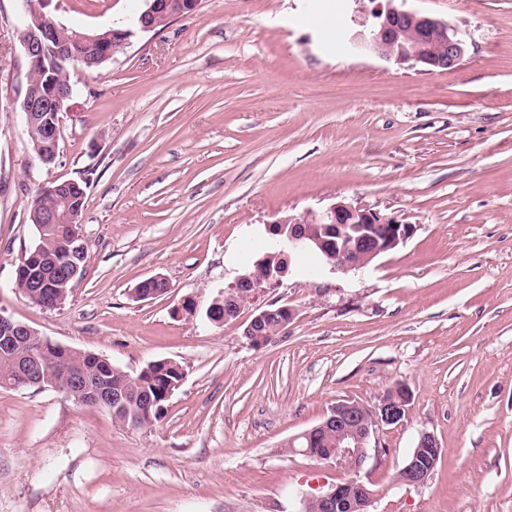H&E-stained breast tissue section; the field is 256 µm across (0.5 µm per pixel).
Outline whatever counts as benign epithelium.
Returning <instances> with one entry per match:
<instances>
[{
  "label": "benign epithelium",
  "mask_w": 512,
  "mask_h": 512,
  "mask_svg": "<svg viewBox=\"0 0 512 512\" xmlns=\"http://www.w3.org/2000/svg\"><path fill=\"white\" fill-rule=\"evenodd\" d=\"M23 8L21 45L27 65L25 91L11 100L12 108L21 113L27 129H41L36 142L38 159L45 165L55 162L59 153V134L63 115L68 112L73 86H60L53 79L52 68L59 64L90 69L112 58L114 51L127 44L132 31L124 26L109 28L100 33L72 31L66 33L45 12L50 0H20ZM148 7L138 17V26L148 32L158 23L170 24L197 11L200 0H146ZM351 21L354 33L351 43L358 50L380 60L409 67L421 66L425 71L453 70L460 65L466 42L459 31L447 21L433 15L406 10L395 5L396 0H354ZM70 181H55L45 187L39 197L55 201L52 207L36 203L31 209L33 223L67 224L72 260L58 270L64 280H80V266L76 258L86 247L81 234L83 210L72 204L68 196ZM271 235L273 256L285 262L279 276H269L259 282L252 274H239L224 289V300L232 297L235 288L250 284L253 295L268 288H276L282 277L291 271V256L301 250L316 251L322 255L323 265L332 272L348 273L367 267L374 259L394 250L411 238L416 226L403 224L359 203L338 201L320 213L309 212L299 218H277L266 224ZM355 240L356 246L338 247L337 240ZM152 288L137 286L134 297L143 301L156 298L167 291V281L160 275L148 278ZM29 337L35 348L20 356L15 349L18 339ZM77 350L51 341L30 326L0 313V356L15 360L13 377L7 385L13 389L36 386L62 391L83 407L112 409L120 400L121 391L103 383H92L83 371H66L59 377L46 369L41 356L66 360ZM410 393L403 383L395 385L390 393L371 405L372 423H356L360 402L341 400L330 408V415L303 432L306 437L317 430L336 424V447L317 456L325 462L348 465L351 476L332 486L322 495L302 499L303 505L312 501L321 504L325 512H372L375 493L360 478L359 472L368 458L372 442L386 426L399 424L408 411ZM401 481L421 486L427 483L417 459L413 458L401 469Z\"/></svg>",
  "instance_id": "obj_1"
}]
</instances>
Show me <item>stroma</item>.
<instances>
[{"mask_svg": "<svg viewBox=\"0 0 512 512\" xmlns=\"http://www.w3.org/2000/svg\"><path fill=\"white\" fill-rule=\"evenodd\" d=\"M467 42L427 72L353 52L352 0H202L137 31L75 93L53 164L35 156L11 98L25 84L18 0H0V313L127 372L180 362L154 425L133 430L63 392L0 390V512H298L347 476L287 441L343 399L411 391L360 475L373 512H512V0H405ZM145 0H52L93 32ZM88 181L83 277L61 308L13 288L34 241L32 202ZM361 203L415 234L364 269L295 261L236 320L204 308L264 251L266 223ZM160 274L159 297L134 288ZM197 300L201 312L176 317ZM295 310L252 346L255 309ZM442 455L398 483L421 433Z\"/></svg>", "mask_w": 512, "mask_h": 512, "instance_id": "obj_1", "label": "stroma"}]
</instances>
